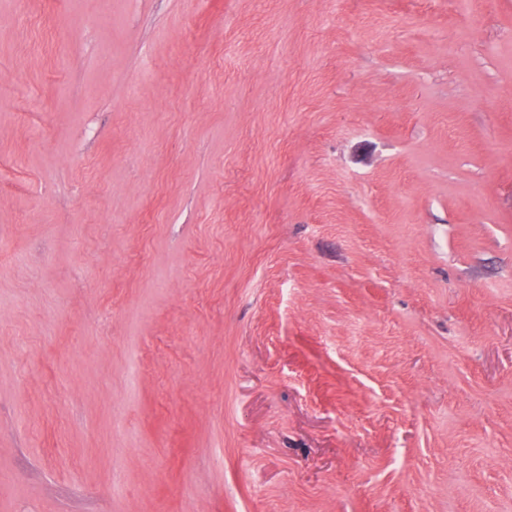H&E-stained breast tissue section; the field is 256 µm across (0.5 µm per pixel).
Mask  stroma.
Here are the masks:
<instances>
[{"instance_id": "1", "label": "stroma", "mask_w": 512, "mask_h": 512, "mask_svg": "<svg viewBox=\"0 0 512 512\" xmlns=\"http://www.w3.org/2000/svg\"><path fill=\"white\" fill-rule=\"evenodd\" d=\"M0 512H512V0H0Z\"/></svg>"}]
</instances>
